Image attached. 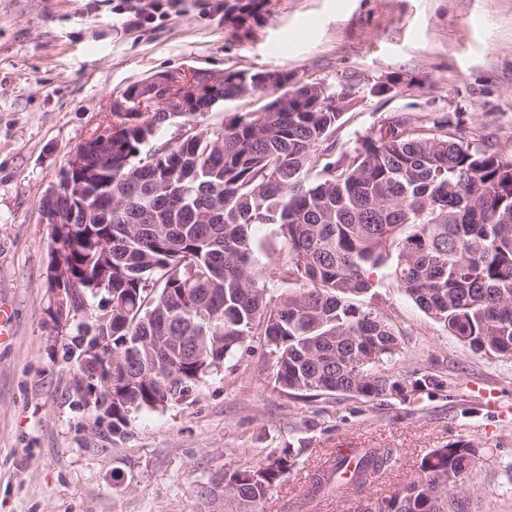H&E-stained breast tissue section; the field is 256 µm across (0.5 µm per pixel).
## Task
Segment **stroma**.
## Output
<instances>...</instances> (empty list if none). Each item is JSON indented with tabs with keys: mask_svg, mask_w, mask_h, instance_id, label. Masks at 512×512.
Instances as JSON below:
<instances>
[{
	"mask_svg": "<svg viewBox=\"0 0 512 512\" xmlns=\"http://www.w3.org/2000/svg\"><path fill=\"white\" fill-rule=\"evenodd\" d=\"M215 3L182 0L132 28L112 0H0V304L12 311L0 343V512H224L225 470L288 446L303 454L265 512H347L354 491L308 496L339 449L395 450L364 492L381 499L426 452L459 439L482 451L470 476L479 512H512V360L449 336L387 266L372 276L370 308L402 341L388 368L437 374L442 391L404 402L289 395L256 335L196 385L193 404L133 412L124 435L92 429L70 406L73 370L45 313L42 202L127 88L190 70L283 71L346 94L336 151L405 113L512 159V0H257L256 19L241 26ZM252 236L278 296L290 284L266 256L282 252L281 229L258 224Z\"/></svg>",
	"mask_w": 512,
	"mask_h": 512,
	"instance_id": "stroma-1",
	"label": "stroma"
}]
</instances>
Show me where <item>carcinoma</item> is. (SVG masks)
Here are the masks:
<instances>
[{
  "label": "carcinoma",
  "instance_id": "1",
  "mask_svg": "<svg viewBox=\"0 0 512 512\" xmlns=\"http://www.w3.org/2000/svg\"><path fill=\"white\" fill-rule=\"evenodd\" d=\"M253 0L225 10L242 24ZM286 72H229L192 112L137 93L131 110L112 113L117 154L104 174L110 193L92 189L98 222L60 228L62 257L78 306L96 313L65 331L64 358L76 362L71 405L96 390L94 410L112 434L130 412L185 402L197 383L259 330L275 356V385L305 397L350 395L402 402L445 388L432 374L399 378L386 365L398 337L369 306L370 274L390 264L409 297L449 335L478 352L512 359V161L473 148L448 123L415 126L398 116L353 152L319 153L345 108L325 111L307 85L281 93L265 83ZM250 91L268 101L232 122L197 129L221 100ZM156 107L141 122L140 107ZM181 118L192 130L142 152L155 127ZM277 224L299 285L268 295L251 236ZM101 346V370L77 361ZM284 449L224 472V512H259L295 466ZM479 448L458 440L434 448L388 496L364 499V512H472L469 484ZM395 462L391 448H351L315 474L310 493L362 489Z\"/></svg>",
  "mask_w": 512,
  "mask_h": 512
}]
</instances>
